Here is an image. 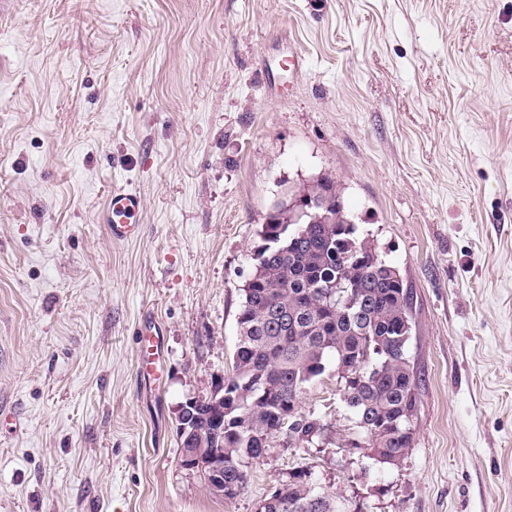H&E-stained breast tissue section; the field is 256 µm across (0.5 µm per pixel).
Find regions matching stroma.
<instances>
[{
    "label": "stroma",
    "instance_id": "35a3bbf8",
    "mask_svg": "<svg viewBox=\"0 0 512 512\" xmlns=\"http://www.w3.org/2000/svg\"><path fill=\"white\" fill-rule=\"evenodd\" d=\"M324 172L413 291V446L343 447L330 367L326 439L218 498L177 412L231 376L261 226ZM299 471L340 512H512V0H0V512H257ZM143 208L144 201L139 193L125 188L113 189L102 215V222L110 238L113 241H125L138 237Z\"/></svg>",
    "mask_w": 512,
    "mask_h": 512
}]
</instances>
